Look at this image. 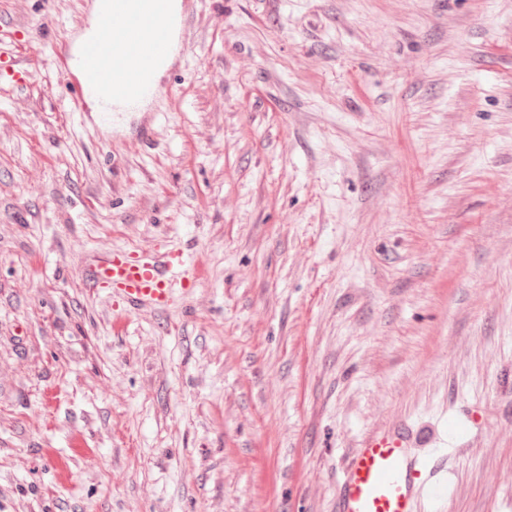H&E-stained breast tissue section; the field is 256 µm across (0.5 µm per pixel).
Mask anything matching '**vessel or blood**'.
I'll use <instances>...</instances> for the list:
<instances>
[{
    "label": "vessel or blood",
    "mask_w": 512,
    "mask_h": 512,
    "mask_svg": "<svg viewBox=\"0 0 512 512\" xmlns=\"http://www.w3.org/2000/svg\"><path fill=\"white\" fill-rule=\"evenodd\" d=\"M101 27L78 51L62 45L60 64L78 102L95 101L120 125L126 114L163 96L152 73L186 47L189 19L171 0H96ZM200 269L189 249L118 248L90 258L84 284L106 290L127 311L167 313L190 297ZM409 432L380 430L362 441L336 485L337 512H414L419 496L441 498L446 485L409 452Z\"/></svg>",
    "instance_id": "1"
}]
</instances>
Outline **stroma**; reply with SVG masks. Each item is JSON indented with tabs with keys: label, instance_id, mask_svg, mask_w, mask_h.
I'll list each match as a JSON object with an SVG mask.
<instances>
[{
	"label": "stroma",
	"instance_id": "35a3bbf8",
	"mask_svg": "<svg viewBox=\"0 0 512 512\" xmlns=\"http://www.w3.org/2000/svg\"><path fill=\"white\" fill-rule=\"evenodd\" d=\"M93 7L0 0V512H336L404 425L416 512H512V0H188L149 145L55 67ZM172 240L182 310L84 288ZM11 69L12 76L11 81L16 85V87L21 88L27 82L28 79H32L34 75V71L30 60L27 56L22 53L15 52L11 55ZM16 77V79H14Z\"/></svg>",
	"mask_w": 512,
	"mask_h": 512
}]
</instances>
